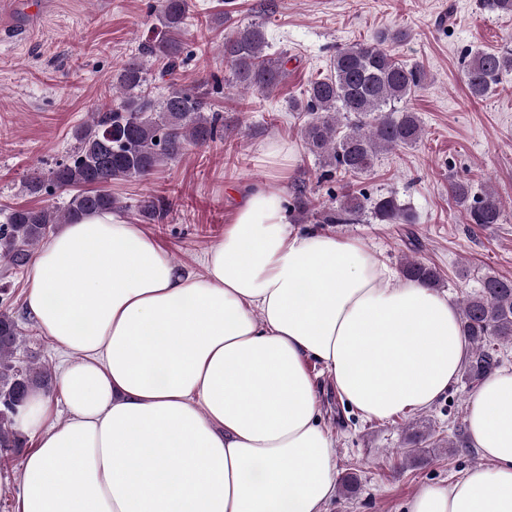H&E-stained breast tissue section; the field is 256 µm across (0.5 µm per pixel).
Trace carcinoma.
I'll use <instances>...</instances> for the list:
<instances>
[{
  "mask_svg": "<svg viewBox=\"0 0 512 512\" xmlns=\"http://www.w3.org/2000/svg\"><path fill=\"white\" fill-rule=\"evenodd\" d=\"M188 0H159V25L152 40L141 44L139 55L160 64V74L172 75L184 61L182 30ZM408 38L402 30L385 33L378 43H352L336 50L329 73L310 79L303 97L288 103V110L307 117L302 136L308 151L318 160V182H330L336 174L358 176L371 170L379 156L397 147L419 143L422 121L406 106L407 99L426 85L428 74L420 65L400 62L386 44ZM265 24L251 23L224 35V85L243 92L272 94L288 77V52L269 53ZM512 71V52L480 51L469 55L463 68L468 95L486 99L504 73ZM148 70L143 63H126L113 84L117 105L97 112L91 123L75 130L76 146L68 158L56 163L47 176H33L27 188L39 193L55 189L75 190L63 207L15 208L0 224V259L11 269L25 267L30 247L41 244L59 224L82 217L112 212L119 201L109 186L117 180L146 179L165 163L185 155L190 145H204L220 136L219 116L210 111L207 93L170 86L159 99L148 91ZM450 200L471 224H502L503 207L494 192L474 191L466 180H454ZM171 204L165 197L140 201L137 214L149 224H163ZM288 211L294 222L314 216L317 224H350L370 210L387 224H411L414 215L393 194L368 196L347 191L329 195V203L317 206L306 183L288 189ZM403 276L426 288L439 287V271L422 261L408 260ZM463 335L471 350L464 373L470 385L479 384L501 366L495 342L512 341V280L487 275L479 291L460 301ZM20 338L15 318L0 312V453L22 447L16 429L17 401L27 390L47 388L51 382L44 366L20 368L12 363Z\"/></svg>",
  "mask_w": 512,
  "mask_h": 512,
  "instance_id": "obj_1",
  "label": "carcinoma"
}]
</instances>
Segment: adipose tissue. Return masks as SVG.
Listing matches in <instances>:
<instances>
[{
  "label": "adipose tissue",
  "mask_w": 512,
  "mask_h": 512,
  "mask_svg": "<svg viewBox=\"0 0 512 512\" xmlns=\"http://www.w3.org/2000/svg\"><path fill=\"white\" fill-rule=\"evenodd\" d=\"M290 224L276 184L250 186L200 275L116 212L43 244L27 309L73 360L64 419L38 389L18 418L36 445L0 466L13 512H325L336 462L308 359L367 419L447 393L468 351L447 295ZM467 426L482 464L407 512H512V370L479 384Z\"/></svg>",
  "instance_id": "1"
}]
</instances>
